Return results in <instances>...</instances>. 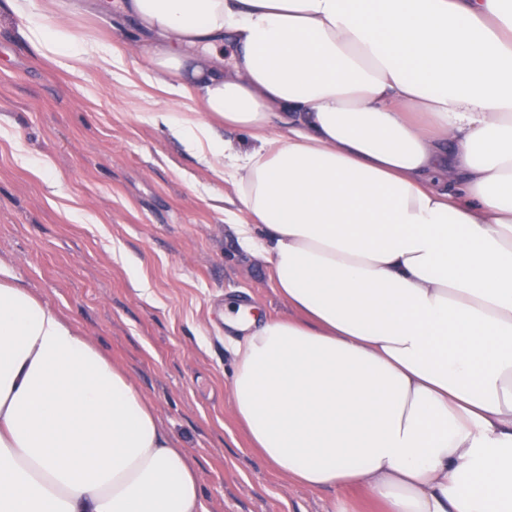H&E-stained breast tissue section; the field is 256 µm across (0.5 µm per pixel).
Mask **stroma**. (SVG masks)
Wrapping results in <instances>:
<instances>
[{
  "instance_id": "stroma-1",
  "label": "stroma",
  "mask_w": 512,
  "mask_h": 512,
  "mask_svg": "<svg viewBox=\"0 0 512 512\" xmlns=\"http://www.w3.org/2000/svg\"><path fill=\"white\" fill-rule=\"evenodd\" d=\"M64 21L121 66L46 62L0 0V265L128 373L194 463L209 512H335V491L279 475L233 413L220 309L288 314L265 256L224 220L234 184L148 121L163 94L131 19Z\"/></svg>"
}]
</instances>
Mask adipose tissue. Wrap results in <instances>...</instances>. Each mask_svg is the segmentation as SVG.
I'll return each mask as SVG.
<instances>
[{
    "label": "adipose tissue",
    "mask_w": 512,
    "mask_h": 512,
    "mask_svg": "<svg viewBox=\"0 0 512 512\" xmlns=\"http://www.w3.org/2000/svg\"><path fill=\"white\" fill-rule=\"evenodd\" d=\"M93 7L137 21L185 110L150 121L232 179L288 304L224 315L252 447L336 512H512V0ZM12 8L43 57L111 62L55 0ZM0 512H209L128 374L2 267Z\"/></svg>",
    "instance_id": "1"
}]
</instances>
